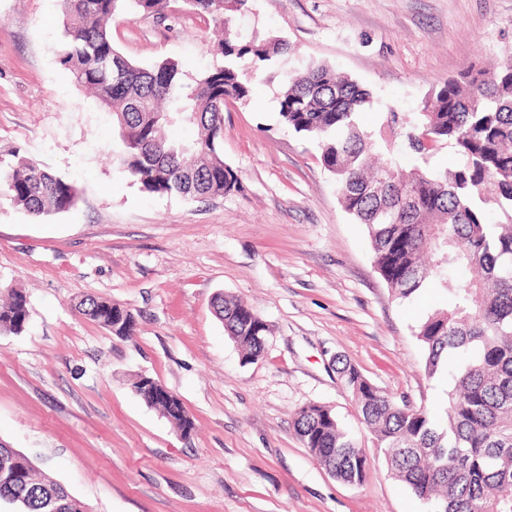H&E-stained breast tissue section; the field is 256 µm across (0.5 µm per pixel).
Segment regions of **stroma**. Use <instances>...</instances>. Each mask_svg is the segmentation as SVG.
<instances>
[{
    "instance_id": "obj_1",
    "label": "stroma",
    "mask_w": 512,
    "mask_h": 512,
    "mask_svg": "<svg viewBox=\"0 0 512 512\" xmlns=\"http://www.w3.org/2000/svg\"><path fill=\"white\" fill-rule=\"evenodd\" d=\"M166 12L162 23L113 17L115 48L140 66L178 62L190 78L219 63L209 18L183 0ZM65 22L61 0H0V159H34L80 192L43 221L0 203V290L23 291L30 311L23 333L0 334V439L87 512H428L389 470L335 358L442 416L451 377L425 376L413 330L448 297L393 295L317 140L282 124L278 98L289 72L327 65L371 92L358 123L373 132L460 70L501 62L512 0H253L231 31L290 50L259 69L242 60L251 95L225 108L222 144L241 186L202 201L145 193L116 170L111 112L60 61ZM220 292L269 325L256 363L242 364L214 316ZM86 296L130 309L133 334L81 315ZM141 375L179 396L190 434L135 395ZM311 403L368 456L362 484L303 447L294 415Z\"/></svg>"
}]
</instances>
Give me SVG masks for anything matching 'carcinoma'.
<instances>
[{
    "mask_svg": "<svg viewBox=\"0 0 512 512\" xmlns=\"http://www.w3.org/2000/svg\"><path fill=\"white\" fill-rule=\"evenodd\" d=\"M167 0H62L66 43L62 62L79 86L94 90L112 113L124 150L120 173L150 194L185 199L222 196L240 189L224 163V107L251 92L238 61L266 63L285 55L281 38H235L214 48L223 62L187 82L170 60L133 64L113 45L106 22L133 9L160 20ZM197 14L229 23L252 0H184ZM370 94L323 64L287 76L279 102L282 122L318 140L323 167L339 187L343 209L366 225L374 269L399 298L434 284L451 306L429 314L414 330L434 377L455 363L442 419L399 404L347 359L337 372L352 391L357 411L395 477L430 512H512V213L508 223L488 222L486 205L512 210V52L493 70L469 69L434 91L420 111L388 112L379 129L363 132L358 112ZM192 124L198 135L175 140L170 129ZM403 138L430 155L447 144L462 157L455 171L406 169L393 153ZM79 198L68 178L20 158L0 169V201L36 219L72 208ZM464 269L478 276L461 280ZM216 317L237 344L242 362L263 357L258 337L270 327L239 298L217 295ZM79 312L114 336H129L133 313L110 300L89 297ZM29 321L25 294L13 291L0 304V333L19 334ZM160 397L133 389L178 430L194 429L182 401L158 381ZM294 428L313 459L336 479L362 484L369 460L332 410L317 403L300 408ZM0 505L12 512H86L67 488L37 474L31 459L0 441Z\"/></svg>",
    "mask_w": 512,
    "mask_h": 512,
    "instance_id": "cac0c4a2",
    "label": "carcinoma"
}]
</instances>
